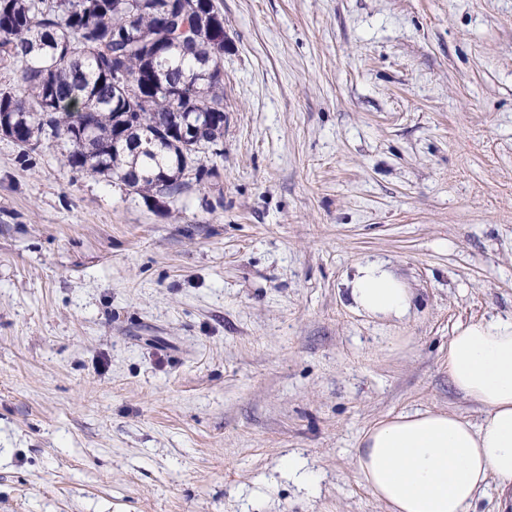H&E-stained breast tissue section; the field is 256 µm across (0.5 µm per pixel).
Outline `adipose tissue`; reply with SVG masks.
<instances>
[{"mask_svg":"<svg viewBox=\"0 0 512 512\" xmlns=\"http://www.w3.org/2000/svg\"><path fill=\"white\" fill-rule=\"evenodd\" d=\"M346 291L352 309L377 320L405 318L413 295L385 263H358ZM448 378L480 404L472 423L459 415L415 410L366 429L357 470L385 512H472L488 485L512 505V318L457 326L448 341Z\"/></svg>","mask_w":512,"mask_h":512,"instance_id":"1","label":"adipose tissue"}]
</instances>
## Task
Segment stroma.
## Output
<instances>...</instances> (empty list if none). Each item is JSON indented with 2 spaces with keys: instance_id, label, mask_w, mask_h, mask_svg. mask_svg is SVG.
Here are the masks:
<instances>
[{
  "instance_id": "obj_1",
  "label": "stroma",
  "mask_w": 512,
  "mask_h": 512,
  "mask_svg": "<svg viewBox=\"0 0 512 512\" xmlns=\"http://www.w3.org/2000/svg\"><path fill=\"white\" fill-rule=\"evenodd\" d=\"M216 3L207 181L147 203L0 136V512H384L365 429L484 415L448 340L512 316V0ZM365 260L408 318L351 309Z\"/></svg>"
}]
</instances>
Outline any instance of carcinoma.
I'll list each match as a JSON object with an SVG mask.
<instances>
[{"instance_id":"cac0c4a2","label":"carcinoma","mask_w":512,"mask_h":512,"mask_svg":"<svg viewBox=\"0 0 512 512\" xmlns=\"http://www.w3.org/2000/svg\"><path fill=\"white\" fill-rule=\"evenodd\" d=\"M0 0V135L22 150L70 146L65 165L149 201L212 169L224 135V14L215 0ZM178 114L195 139L162 134Z\"/></svg>"}]
</instances>
